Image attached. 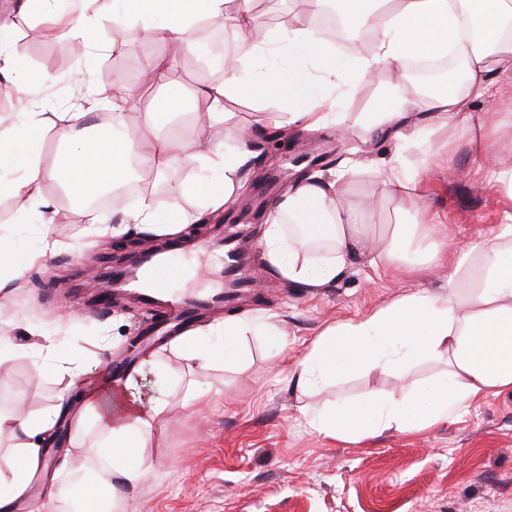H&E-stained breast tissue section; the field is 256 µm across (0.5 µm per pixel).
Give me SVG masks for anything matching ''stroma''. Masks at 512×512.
Instances as JSON below:
<instances>
[{"instance_id":"1","label":"stroma","mask_w":512,"mask_h":512,"mask_svg":"<svg viewBox=\"0 0 512 512\" xmlns=\"http://www.w3.org/2000/svg\"><path fill=\"white\" fill-rule=\"evenodd\" d=\"M12 4L0 0V21L15 31L18 68L48 80L23 100L13 91V76H0V105L7 111H26L33 99L44 125L57 124L62 113L79 105L115 97V90L105 87V69L111 66L126 84L139 86L145 101H179L173 127L179 140L223 142V123L201 128L192 118L209 106L206 85L223 80L215 70L199 80V55L181 54L167 85H143L139 78L159 48L142 35L113 46L110 0H84L87 12L101 20L86 40L66 32L27 37L36 20L17 14ZM497 82L503 127L484 148L512 159V72L498 75ZM448 138L455 147L448 165L429 167L424 177L437 232L456 249L498 223L503 192L489 188V170L471 152L463 125L449 126ZM439 144L436 138L406 144L390 134L368 142L361 129L342 137L330 124L276 143L254 139L248 191L194 231L203 244L214 238L215 225H242L251 242L247 272L257 286L253 295L205 314L196 324L203 327L232 314L259 316L287 332L288 351L280 353L265 336L252 335L244 340L249 351L244 367L220 362L201 371L180 356L174 339L145 349L135 362L144 372L143 387L167 399L172 413L150 450L159 476L126 489L122 512H512V390L478 400L421 433L386 432L352 443L312 432L302 407L354 401L369 390L430 387L444 381V365L422 359L397 372L371 369L315 393L295 390L282 368L285 357H296L326 326L366 315L405 294L441 291L448 268L391 274L366 248L343 277L306 291L264 270L259 229L271 203L296 178L312 174V160L336 169L350 157L368 161L400 152L415 162ZM42 191L56 211L48 225L22 214L16 198L0 195V237L11 242L22 271L1 300L0 351L11 355L12 364L0 371V412L46 410L64 385L67 367L77 362L91 374L100 373L124 358L130 338L155 321L119 304L101 312L91 305L96 291L81 273L109 266L116 238L92 237L82 209L58 182H46ZM346 196L373 200L366 223L394 218V205L382 196L370 169L347 183ZM46 233L65 242V249L28 264ZM196 389L210 393L199 413L183 406Z\"/></svg>"}]
</instances>
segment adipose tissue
I'll list each match as a JSON object with an SVG mask.
<instances>
[{
    "label": "adipose tissue",
    "mask_w": 512,
    "mask_h": 512,
    "mask_svg": "<svg viewBox=\"0 0 512 512\" xmlns=\"http://www.w3.org/2000/svg\"><path fill=\"white\" fill-rule=\"evenodd\" d=\"M336 5L346 21L371 34L370 43L353 50L351 88L380 83L385 89L373 111L359 115L366 136L399 129L421 112L429 122L413 128L412 140L437 136L469 101L489 104L498 94L496 75L512 70V0H336ZM228 16L236 23L238 50L225 58L224 80L208 87L210 108L196 113V121H229L223 102L238 95L276 102V111L266 113L259 134L274 136L293 126L314 130L325 124L336 103L331 91L345 75L329 40L312 30L306 15H291L267 42L257 44L249 37L258 24L252 0H113V37L125 39L129 22L139 20L158 46L191 52L195 23ZM447 51L464 65V76L452 91L426 93L405 82V62ZM275 56L287 57V67L271 66ZM317 84L325 86V94L312 95ZM137 97V90L130 88L112 103L95 102L88 111L67 113L54 135L70 150L50 168L41 163L43 132L36 113H1L0 191L15 196L26 213L49 224L53 218L41 196L44 183L62 182L77 202L121 186L125 197L113 201L111 213L153 236L179 235L184 225L204 221L232 202L248 174L254 135L237 133L232 147L173 139L167 129L178 104L171 101L146 112L155 136L152 146L144 148L123 135L127 107ZM486 161L494 184L506 191L504 218L483 238L455 251L436 236L419 171L400 154L374 162L372 171L383 195L404 216L402 222L384 226L379 262L388 270L412 271L437 265L444 251H451L448 289L405 295L361 319L326 327L288 373L297 388L313 391L365 370L398 371L429 357L446 362L448 380L429 390L370 392L354 403L323 406L306 417L315 433L359 441L388 430L421 432L478 398L512 389V164L493 154ZM175 166H200L208 176L169 185L168 206L157 210L139 173L146 169L160 179ZM359 168V162L349 160L329 173L299 178L273 202L260 236L269 276L316 291L344 275L356 248L374 232L362 221L359 205L344 197L345 181ZM189 196L199 201L191 212L182 205ZM473 268L479 283L468 288L465 275ZM259 331L287 351L283 331L248 316L195 330L182 336L176 348L203 369L219 360L244 365L249 355L243 340ZM65 376L64 394L46 412H0V435L12 439V461L0 468V512H15L28 496L43 448L59 422L69 417L73 395L84 405L83 416L73 424L74 434H82L91 423L101 436L91 447L99 464L84 480V494L73 499L79 512H97L100 497L115 500L122 488L156 472L146 449L171 407L163 398L143 395L140 371L95 381L76 364Z\"/></svg>",
    "instance_id": "obj_1"
}]
</instances>
